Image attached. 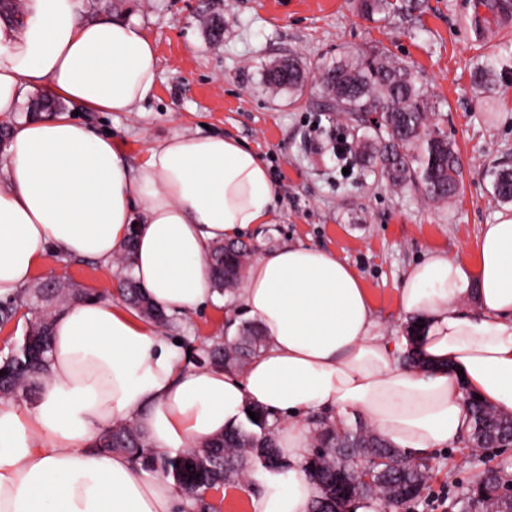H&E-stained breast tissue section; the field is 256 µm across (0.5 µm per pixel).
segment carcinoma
<instances>
[{"label": "carcinoma", "instance_id": "cac0c4a2", "mask_svg": "<svg viewBox=\"0 0 512 512\" xmlns=\"http://www.w3.org/2000/svg\"><path fill=\"white\" fill-rule=\"evenodd\" d=\"M354 9L366 18L412 14L418 0H353ZM498 59H488L475 68V85L492 89L496 84ZM263 80L273 94L296 102L308 82H313L323 111L351 123L354 158L361 160L379 181L398 189H414L432 202L448 201L459 191L462 180L458 152L438 124L433 122L436 103L413 69L385 52H349L330 58L310 74L299 57L288 56L281 68L267 67ZM492 195L502 204L512 203V168L497 165L491 172ZM249 256L246 247L226 243L210 255L216 286L224 291L235 286ZM130 250L117 257V295L160 328L173 326L141 293L130 274ZM91 296L70 282L49 278L0 302V325L9 323L19 305L38 310L39 318L27 324L22 339L0 358V397L25 398L38 392L39 379L48 372L51 320L55 311L71 301ZM264 347L258 332L241 339H226L208 351L213 366L242 367ZM471 429L467 447L482 450L490 443H509L512 417L507 418L480 400L469 404ZM248 426L232 429L221 438L174 457L157 456L144 436L131 424H119L104 432L95 447L122 452L154 476L170 478L183 490L195 512H215L205 494L219 483H243L257 465L288 469L278 452L268 414L258 411L246 417ZM313 449L307 460L310 478L321 489L312 512H336V484L349 483L347 499L375 496L388 508L417 504L426 488L430 457L406 455L367 428L316 422ZM370 462L376 473L371 485L362 483L349 464ZM191 468H186V465ZM512 485V464L505 462L482 472L460 499L459 512H508L509 498L499 490Z\"/></svg>", "mask_w": 512, "mask_h": 512}]
</instances>
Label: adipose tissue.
Instances as JSON below:
<instances>
[{
  "instance_id": "obj_1",
  "label": "adipose tissue",
  "mask_w": 512,
  "mask_h": 512,
  "mask_svg": "<svg viewBox=\"0 0 512 512\" xmlns=\"http://www.w3.org/2000/svg\"><path fill=\"white\" fill-rule=\"evenodd\" d=\"M157 80L138 17L89 19L82 0H26L22 16L0 17V118L10 123L0 149V299L53 255L109 265L130 240L143 291L167 313L191 312L216 297L208 247L272 223L268 168L235 138L172 136L134 168L116 139L67 115L17 117L38 87L91 111L133 112ZM398 301L416 327L391 337L338 256L302 244L263 249L231 300L266 338L241 371L188 364L176 340L109 299L59 311L37 401H0V512H175L183 495L173 481L96 449L119 423L165 456L260 408L279 420L290 467L251 472V508L311 512L313 414L342 426L362 417L413 457L462 440L465 393L512 415V217L484 225L473 256L428 251L405 272ZM410 351L419 366L404 362Z\"/></svg>"
}]
</instances>
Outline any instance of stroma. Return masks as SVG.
I'll return each instance as SVG.
<instances>
[{
    "instance_id": "stroma-1",
    "label": "stroma",
    "mask_w": 512,
    "mask_h": 512,
    "mask_svg": "<svg viewBox=\"0 0 512 512\" xmlns=\"http://www.w3.org/2000/svg\"><path fill=\"white\" fill-rule=\"evenodd\" d=\"M498 23L478 37L476 0H420L412 17L368 20L350 0H113L112 14L137 16L159 58L154 97L137 112L80 111L77 119L111 133L130 165L145 147L176 134H228L258 151L277 188L276 218L261 237L245 236L254 250L285 243L313 245L353 266L367 289L379 324L403 330L397 287L409 266L431 250L472 252L482 225L502 220L505 205L492 196V167L512 162V70L497 81L493 121L481 103L487 93L470 73L486 58L512 50V0H495ZM224 20L221 43L210 40L206 19ZM384 50L414 65L437 100L435 120L456 145L463 187L452 202L433 204L395 190L355 161L337 158L344 122L319 111L311 94L295 103L268 93L260 74L270 61L297 55L308 68L356 50ZM116 266L63 254L36 278L66 276L76 285L111 295ZM248 319L217 299L179 316L169 338L202 347L225 338L230 320ZM436 467L414 512H457L458 492L487 468L512 462V447L472 453L457 443L433 454Z\"/></svg>"
}]
</instances>
